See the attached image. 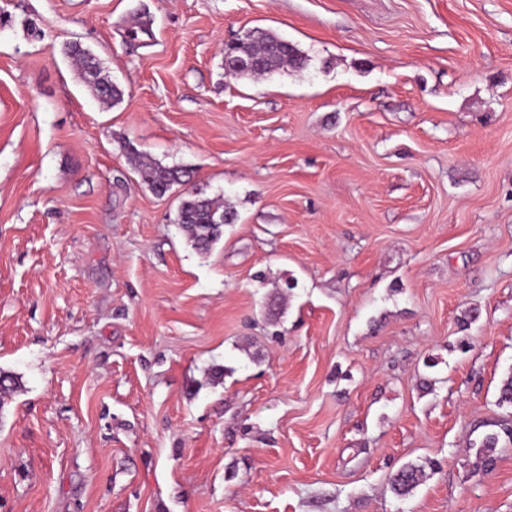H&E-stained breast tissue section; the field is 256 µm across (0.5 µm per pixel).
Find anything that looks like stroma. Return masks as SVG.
Returning a JSON list of instances; mask_svg holds the SVG:
<instances>
[{
  "instance_id": "35a3bbf8",
  "label": "stroma",
  "mask_w": 512,
  "mask_h": 512,
  "mask_svg": "<svg viewBox=\"0 0 512 512\" xmlns=\"http://www.w3.org/2000/svg\"><path fill=\"white\" fill-rule=\"evenodd\" d=\"M0 17V512H512V0ZM254 27L304 67L226 74ZM134 150L235 212L209 255ZM67 49L84 83L96 99L112 106L122 101V90L112 82V79L102 74L101 62L96 55L82 48L77 42L69 44ZM130 158L142 183L159 196L166 195L175 186L185 184L191 177L185 168L170 167L149 158L144 159L138 152H133ZM425 471L422 466L407 464L393 477L392 488L399 496H406L423 481Z\"/></svg>"
}]
</instances>
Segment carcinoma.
Returning a JSON list of instances; mask_svg holds the SVG:
<instances>
[{
    "label": "carcinoma",
    "instance_id": "cac0c4a2",
    "mask_svg": "<svg viewBox=\"0 0 512 512\" xmlns=\"http://www.w3.org/2000/svg\"><path fill=\"white\" fill-rule=\"evenodd\" d=\"M68 53L92 95L101 103L116 105L123 99L122 90L108 76L102 74L100 59L75 42L68 45ZM239 55L258 59L257 68L244 71L235 65ZM304 63L299 50L291 42L276 33L262 28L249 30L238 46L224 52V70L236 77L252 79L271 75L285 67L298 68ZM134 169L153 193L164 196L174 187L190 179V172L181 167L166 166L152 159H144L139 153L131 154ZM235 220V213L224 209L219 201L198 193H187L181 198L176 224L200 255H207L224 236V225ZM424 468L414 464L402 467L393 477L392 488L399 496H405L423 481Z\"/></svg>",
    "mask_w": 512,
    "mask_h": 512
}]
</instances>
